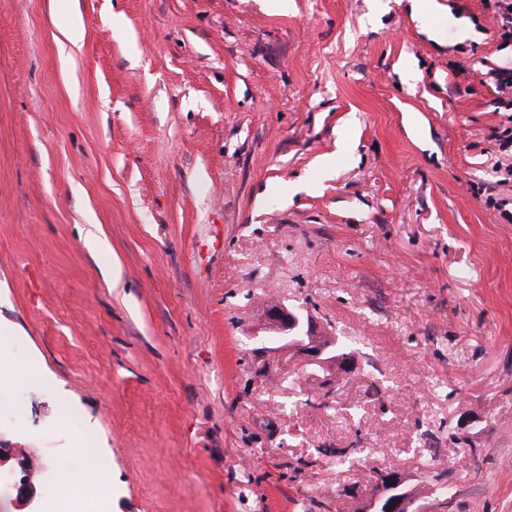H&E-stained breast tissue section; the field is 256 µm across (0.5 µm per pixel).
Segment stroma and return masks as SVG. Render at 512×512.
<instances>
[{"instance_id":"stroma-1","label":"stroma","mask_w":512,"mask_h":512,"mask_svg":"<svg viewBox=\"0 0 512 512\" xmlns=\"http://www.w3.org/2000/svg\"><path fill=\"white\" fill-rule=\"evenodd\" d=\"M429 2L0 0V367L37 376L0 447L31 512L89 436L110 512H356L370 470L425 466L429 512H512V109L473 69L512 39ZM273 304L355 369L269 340ZM308 317H309L308 335H309L310 343L306 345V343L303 342L300 345H298L296 347V349H298V351L301 352V354L305 357V359L308 362H310L313 365L319 366L323 369H325L330 363H332L334 361L331 359H336V369L345 372L346 370L343 367V363H344L343 357H344V355H346L348 353L343 352L341 350V348L338 347V345L336 344L335 336L332 337L333 341L330 342L327 346L321 345L317 338V336L320 334L321 331H319L317 329L316 325L314 324L312 316L307 315V318ZM307 318H306V323H307ZM332 344H334V345L336 344V347H335L336 353L333 355H330L329 356L330 359H328V358H326L327 357V349ZM311 346H317V348L309 349V347H311Z\"/></svg>"}]
</instances>
